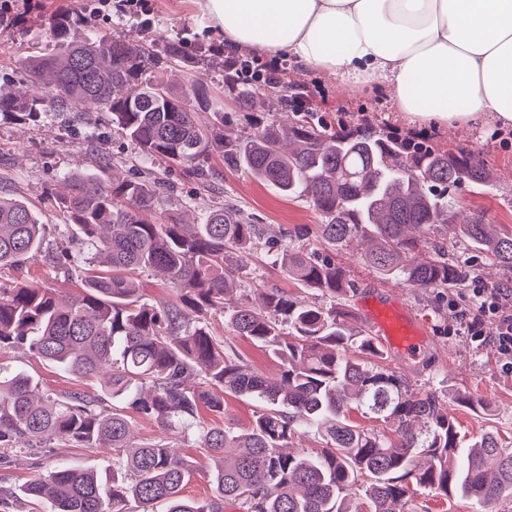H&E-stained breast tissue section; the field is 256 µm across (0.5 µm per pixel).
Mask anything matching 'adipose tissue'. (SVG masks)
<instances>
[{
    "label": "adipose tissue",
    "instance_id": "1",
    "mask_svg": "<svg viewBox=\"0 0 512 512\" xmlns=\"http://www.w3.org/2000/svg\"><path fill=\"white\" fill-rule=\"evenodd\" d=\"M229 50L251 47L378 85L420 127L512 126V0H196Z\"/></svg>",
    "mask_w": 512,
    "mask_h": 512
}]
</instances>
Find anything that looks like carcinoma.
<instances>
[{
    "label": "carcinoma",
    "instance_id": "cac0c4a2",
    "mask_svg": "<svg viewBox=\"0 0 512 512\" xmlns=\"http://www.w3.org/2000/svg\"><path fill=\"white\" fill-rule=\"evenodd\" d=\"M55 51L22 64L37 94L0 87V116L38 121L86 105L111 116L112 132L132 142L140 161L205 175L211 155L322 216L318 232L336 251L353 242L380 278L441 290L457 288L466 269L448 258L436 230L446 226L473 250L512 270V234L480 212L457 219L448 189L484 185L492 171L480 156L403 142L372 130H333L317 111L282 95L288 122L256 114L253 131L216 134L199 124L209 105L197 82L174 87L158 76L183 60L180 39L161 56L147 44L75 29L50 16ZM224 87L253 111L259 95L224 63ZM55 198L65 223L45 224L22 199L0 195V270H21L45 256L78 291L37 283L0 288V351L25 348L75 378H94L98 393L62 398L34 394L31 376L0 365V447L67 439L112 449V476L93 467L60 466L19 493L44 512H404L415 485L436 494L493 505L512 499V446L488 429L461 441L452 403L491 419L489 403L453 393L448 400L410 389L390 369L378 341L345 310L355 284L345 269L305 244L268 239L271 264L315 292L305 299L266 288L241 292L239 274L261 240L257 224L225 208L198 224L159 212V191L127 176L101 179L67 172ZM84 250L53 247L71 232ZM158 271L172 296L142 298L139 273ZM219 313L234 335L279 362L270 377L251 368L203 315ZM255 404L250 424L205 427L199 409L224 413V396ZM384 429L364 428L353 415ZM167 432L193 430L213 462L212 495H183L197 466L164 441L136 443L133 418ZM320 440L316 451H288L295 437Z\"/></svg>",
    "mask_w": 512,
    "mask_h": 512
}]
</instances>
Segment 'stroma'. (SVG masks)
Returning <instances> with one entry per match:
<instances>
[{
  "label": "stroma",
  "mask_w": 512,
  "mask_h": 512,
  "mask_svg": "<svg viewBox=\"0 0 512 512\" xmlns=\"http://www.w3.org/2000/svg\"><path fill=\"white\" fill-rule=\"evenodd\" d=\"M149 2L151 12L143 18L126 11L123 0H112L111 6L97 11L92 8V0H41L32 13L0 25V76H7L14 86H25L20 58L53 51L55 44L45 20L55 10L65 9L79 19L81 28L129 42L147 39L157 52L165 40L183 39L185 61L182 66L166 68L165 80L175 84L181 72L195 73L206 84L211 101L210 111L200 115L202 123L212 127L224 123L237 130H249L250 112L241 109L224 89V58L219 54L224 43L213 19L203 14L193 0ZM283 66L280 92L303 96L331 126L366 124L374 131L384 132L392 126L409 125L386 96L373 94L365 87L340 93L335 79L327 73L288 59ZM107 127V115L95 111L80 115L58 112L36 126L9 116L0 117V195L23 197L39 211L43 223L57 224L61 217L51 200L61 189L64 173L85 171L106 178L118 169L166 181L170 186L164 205L167 214L190 221L210 208L224 206L238 211L247 222L265 227L271 236L288 232L303 235L310 248L346 268L356 286L348 301L354 323L363 321L359 305L364 299L385 296L397 301L423 325L426 339L416 355L402 357L391 352L386 360L389 368L406 378L411 389L432 390L442 396L454 389L492 405L494 417L489 421L475 418L463 407L451 406L462 440H470L489 425L512 435V372L503 369L493 342L472 341L450 318L447 294L377 279L361 264L355 248L334 251L322 242L318 235L322 218L307 200L281 196L220 159H211L210 169L201 179L158 164L148 169L132 165L133 146L120 137L106 136ZM433 142L443 149L470 150L493 169V183H465L452 188L450 195L462 213L484 212L491 223L512 232V128L490 123L444 125L438 128ZM448 250L465 262L469 277L480 279L487 287L512 281L511 271L458 242H449ZM0 364L31 375L44 395L62 397L74 391L91 393L96 388L95 382L68 376L23 349L1 354ZM135 436L140 442L163 437L170 446L187 453L199 472L186 485L184 494L198 500L209 497L211 487L205 475L208 459L200 451L198 437H186L177 431L165 433L147 421L138 422ZM73 463L90 464L108 472L112 469V452L106 448H82L65 440L24 453L6 452L0 458V512H29V502L15 496V489L53 466ZM404 512H512V500H500L489 510L474 499L413 490Z\"/></svg>",
  "instance_id": "obj_1"
}]
</instances>
